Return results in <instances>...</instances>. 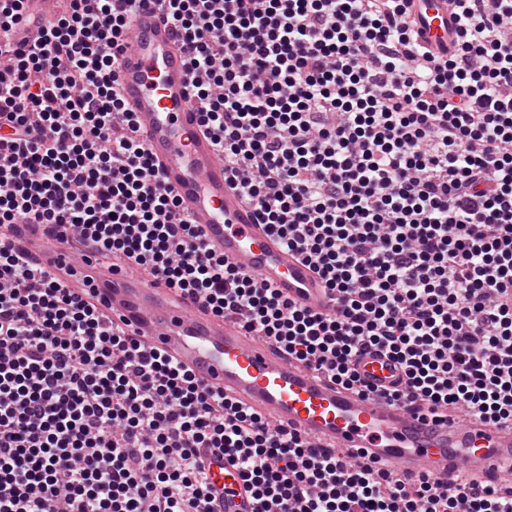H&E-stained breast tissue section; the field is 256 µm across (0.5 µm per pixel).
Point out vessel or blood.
<instances>
[{"mask_svg":"<svg viewBox=\"0 0 512 512\" xmlns=\"http://www.w3.org/2000/svg\"><path fill=\"white\" fill-rule=\"evenodd\" d=\"M408 5L419 41L437 53L453 51L462 28L448 0H408ZM129 29L118 75L124 104L180 209L197 224L204 242L237 269L304 309L335 314L314 268L258 223L226 182L214 140L199 126L177 28L153 0H144ZM13 238L57 283L108 318L127 320L146 350H165L204 386L259 412L272 425L342 452L355 451L368 464H389L406 477L463 479L495 472L512 483V472L496 470L512 462V427L436 421L412 406L341 388L164 283L107 262L91 249L72 255L56 230L18 224ZM358 369L382 389L400 381L394 364L375 353L364 356ZM205 458L214 485L232 483L235 469L227 459L210 452Z\"/></svg>","mask_w":512,"mask_h":512,"instance_id":"vessel-or-blood-1","label":"vessel or blood"}]
</instances>
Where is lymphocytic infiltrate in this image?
Masks as SVG:
<instances>
[{"label": "lymphocytic infiltrate", "mask_w": 512, "mask_h": 512, "mask_svg": "<svg viewBox=\"0 0 512 512\" xmlns=\"http://www.w3.org/2000/svg\"><path fill=\"white\" fill-rule=\"evenodd\" d=\"M140 0H0V227L89 237L336 385L430 417L512 425V0H450L462 40L417 41L407 0H156L188 48L224 173L336 302L313 313L207 248L117 87ZM257 512H512L485 480L400 478L315 445L106 324L0 237V512H211L203 451ZM358 369L366 381L381 390L393 388L400 381L399 370L390 360L379 354L372 353L364 356ZM205 458L211 480L219 490H221L224 485L228 486L233 482V477L236 475V472L227 458L224 459L222 455L213 454L212 452H207Z\"/></svg>", "instance_id": "obj_1"}]
</instances>
